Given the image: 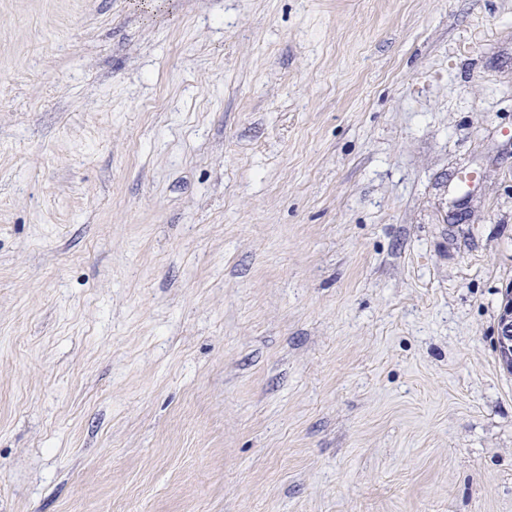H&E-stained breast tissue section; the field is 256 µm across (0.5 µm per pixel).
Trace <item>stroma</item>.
<instances>
[{
	"label": "stroma",
	"mask_w": 512,
	"mask_h": 512,
	"mask_svg": "<svg viewBox=\"0 0 512 512\" xmlns=\"http://www.w3.org/2000/svg\"><path fill=\"white\" fill-rule=\"evenodd\" d=\"M512 0H0V512H512ZM509 300L503 302L499 315L496 352L502 364L512 370V290Z\"/></svg>",
	"instance_id": "1"
}]
</instances>
